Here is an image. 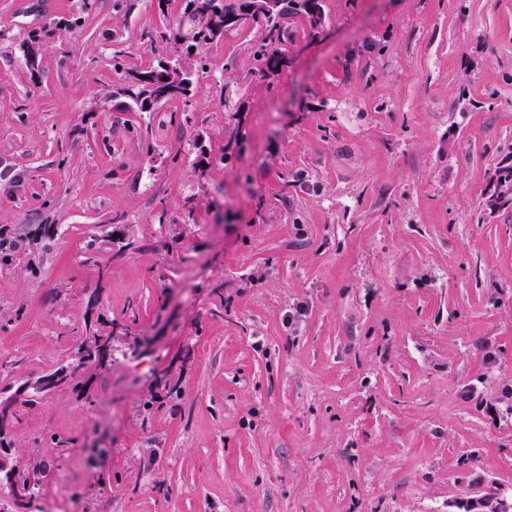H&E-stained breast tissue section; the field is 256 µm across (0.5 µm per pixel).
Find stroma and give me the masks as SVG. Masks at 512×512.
Wrapping results in <instances>:
<instances>
[{
  "instance_id": "1",
  "label": "stroma",
  "mask_w": 512,
  "mask_h": 512,
  "mask_svg": "<svg viewBox=\"0 0 512 512\" xmlns=\"http://www.w3.org/2000/svg\"><path fill=\"white\" fill-rule=\"evenodd\" d=\"M323 5L317 36L290 22L288 67L259 72L249 22L193 61L191 106L145 114L116 91L171 56L179 6L0 0V243H25L0 264V387L64 363L83 324L137 315L86 392L6 432L14 462L74 439L50 512L512 495V215L485 206L512 167V0Z\"/></svg>"
}]
</instances>
